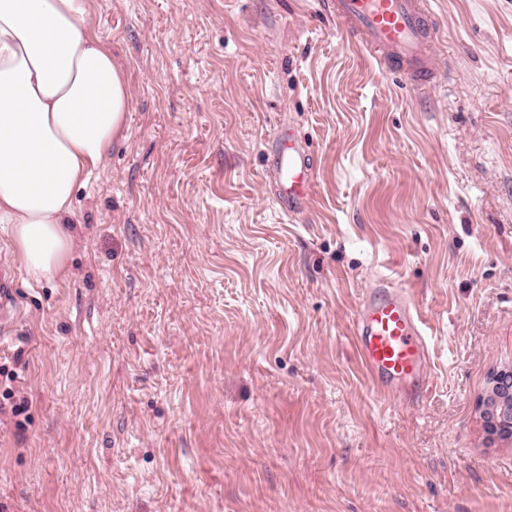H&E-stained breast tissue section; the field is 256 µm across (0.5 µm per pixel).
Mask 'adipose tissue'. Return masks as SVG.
Listing matches in <instances>:
<instances>
[{"mask_svg": "<svg viewBox=\"0 0 512 512\" xmlns=\"http://www.w3.org/2000/svg\"><path fill=\"white\" fill-rule=\"evenodd\" d=\"M95 0H0V223L36 279L58 276L77 188L125 125L129 91Z\"/></svg>", "mask_w": 512, "mask_h": 512, "instance_id": "ef3b65f1", "label": "adipose tissue"}]
</instances>
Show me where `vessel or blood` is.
Instances as JSON below:
<instances>
[{"instance_id":"obj_1","label":"vessel or blood","mask_w":512,"mask_h":512,"mask_svg":"<svg viewBox=\"0 0 512 512\" xmlns=\"http://www.w3.org/2000/svg\"><path fill=\"white\" fill-rule=\"evenodd\" d=\"M331 16L354 45L394 73L406 76L413 93L437 88L444 71L436 59L438 29L430 0H325ZM276 201L286 216L305 206L314 176L306 148L290 131L269 146ZM359 361L384 398L420 390L427 378L431 337L410 295L389 279L368 288L354 325Z\"/></svg>"}]
</instances>
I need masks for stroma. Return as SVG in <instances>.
I'll list each match as a JSON object with an SVG mask.
<instances>
[{
	"label": "stroma",
	"instance_id": "obj_1",
	"mask_svg": "<svg viewBox=\"0 0 512 512\" xmlns=\"http://www.w3.org/2000/svg\"><path fill=\"white\" fill-rule=\"evenodd\" d=\"M323 2L96 0L128 119L56 279L0 224V512H512L478 408L512 363V0H431L425 97ZM285 126L315 160L293 219ZM381 275L432 334L413 400L354 350ZM270 170L278 186L276 201L288 217L299 213L309 198L314 176L313 162L306 148L292 136L290 129L281 131L269 145Z\"/></svg>",
	"mask_w": 512,
	"mask_h": 512
}]
</instances>
